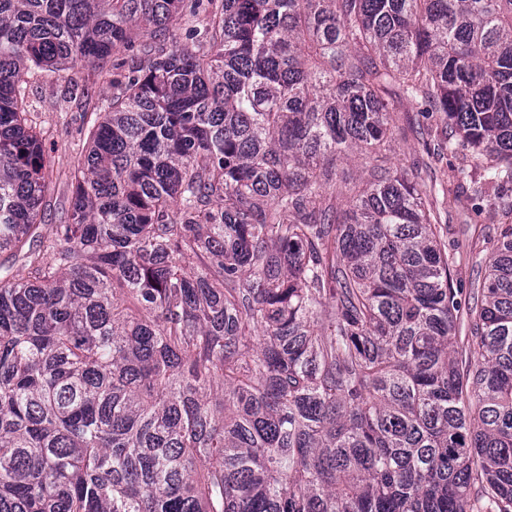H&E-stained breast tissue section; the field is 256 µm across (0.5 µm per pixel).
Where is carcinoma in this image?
<instances>
[{
  "label": "carcinoma",
  "mask_w": 512,
  "mask_h": 512,
  "mask_svg": "<svg viewBox=\"0 0 512 512\" xmlns=\"http://www.w3.org/2000/svg\"><path fill=\"white\" fill-rule=\"evenodd\" d=\"M114 51L46 224L19 78ZM510 189L512 0H0V512H512ZM420 108L418 103L411 100H402L398 103L399 125L403 130L397 137L394 149L390 154L391 164L403 167L408 170L409 174H414L413 163L417 161L420 164L427 163L428 168L425 170L423 165L422 170V177L426 183L446 180L448 174L446 160L436 161L428 158L421 136L416 133L417 121L423 120L419 113ZM499 218L492 213L484 212L480 216L474 214L468 217L453 216L448 222V242L458 241L462 246L467 245L473 239L485 234L495 235L500 227Z\"/></svg>",
  "instance_id": "1"
}]
</instances>
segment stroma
I'll list each match as a JSON object with an SVG mask.
<instances>
[{"label": "stroma", "instance_id": "1", "mask_svg": "<svg viewBox=\"0 0 512 512\" xmlns=\"http://www.w3.org/2000/svg\"><path fill=\"white\" fill-rule=\"evenodd\" d=\"M19 83L28 93L30 117L44 135L54 170V188L47 196L45 221L59 224L67 217L71 164L85 144L83 130L88 121L104 110L106 98L112 93V66L107 63L96 69L78 66L64 71H27ZM397 111L402 132L390 154L392 165L409 170L414 163L421 162L425 165V181L446 179V162L428 158L416 132L420 118L418 103L400 101Z\"/></svg>", "mask_w": 512, "mask_h": 512}]
</instances>
